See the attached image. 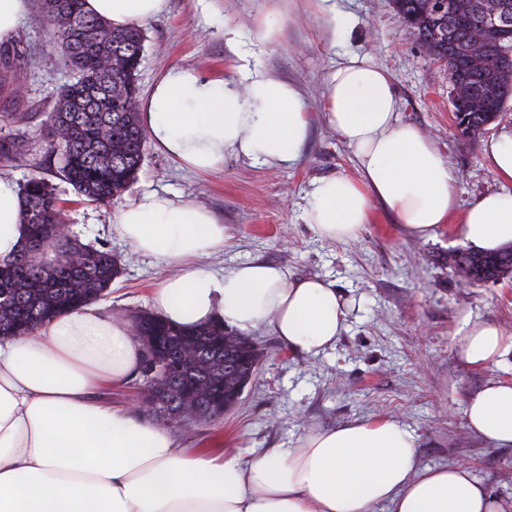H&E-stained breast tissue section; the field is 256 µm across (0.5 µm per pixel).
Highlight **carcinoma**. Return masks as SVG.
Returning a JSON list of instances; mask_svg holds the SVG:
<instances>
[{
  "label": "carcinoma",
  "mask_w": 512,
  "mask_h": 512,
  "mask_svg": "<svg viewBox=\"0 0 512 512\" xmlns=\"http://www.w3.org/2000/svg\"><path fill=\"white\" fill-rule=\"evenodd\" d=\"M439 0H393L404 23L420 43L455 77L454 111L466 114L462 133L481 134L512 100V68L500 63L497 44L487 35L475 44L484 25L485 0H455L453 17L437 9ZM46 20L58 33L59 46L73 79L56 93L44 120L50 153L56 158L62 181L86 201L108 203L121 196L137 179L145 132L137 108L136 73L144 51L145 35L139 27L116 30L105 20L82 9L81 0H41ZM487 55L490 64L479 74L463 67L472 46ZM24 134L0 135V166L24 152ZM23 223L30 227V248L54 244L63 253L54 265L35 263L23 252L0 264V336H26L57 315L97 302L108 293L119 273L112 251L101 245L74 242L57 233L65 222L55 187L32 176L20 185ZM83 254L77 264L73 253ZM455 266L471 283L498 281L512 276V250L496 253L462 252ZM135 336H189L208 348L198 361H184L169 377V401L191 402L209 420L224 413L197 396L201 385L233 390L248 376H256L262 352L250 339L236 336L224 341L223 327H174L159 315L144 312Z\"/></svg>",
  "instance_id": "carcinoma-1"
}]
</instances>
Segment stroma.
I'll list each match as a JSON object with an SVG mask.
<instances>
[{"mask_svg": "<svg viewBox=\"0 0 512 512\" xmlns=\"http://www.w3.org/2000/svg\"><path fill=\"white\" fill-rule=\"evenodd\" d=\"M343 3L355 26L333 47L321 39L313 0H291L289 15L276 16V32L266 42L257 41L254 32L281 0H168L162 15L142 24L146 40L137 74L139 96H146L166 69L222 74L243 55L296 86L311 114V131L295 166L231 157L223 170L200 175L149 140L137 181L121 198L99 205L81 200L53 172L47 142L35 123L27 129L24 155L5 173L19 183L37 174L57 185L70 235L112 250L120 275L110 294L98 301L99 311L131 316L153 309L151 295L162 271L112 228L120 207L152 192L205 206L224 225L227 239L217 268L275 263L292 278L317 275L334 281L350 303L348 326L335 347L315 357L289 351L269 329L251 331L264 358L234 409L211 422L188 417L169 424L157 418V425L166 426L180 444L229 451L246 463L266 449L294 447L312 429L388 418L415 436L419 466L468 464L493 496L511 498L512 447L497 448L473 434L465 409L468 398L488 381L512 382V351L478 369L460 358L458 345L468 321L493 323L512 333V277L467 283L454 257L468 245L451 224L436 239L419 241L378 207L356 239L334 243L320 239L301 215L312 182L357 173L353 150L327 126L320 107L325 76L344 54L369 53L390 74L403 120L418 126L454 169L460 212L499 186L484 144L512 131V103L478 137L462 135L453 118L447 67L402 23L392 0ZM228 28L238 32L235 43L224 38ZM56 37L40 0H31L13 43L16 67L9 84L0 83V113L51 110L55 92L70 78Z\"/></svg>", "mask_w": 512, "mask_h": 512, "instance_id": "obj_1", "label": "stroma"}]
</instances>
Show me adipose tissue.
I'll list each match as a JSON object with an SVG mask.
<instances>
[{
	"label": "adipose tissue",
	"instance_id": "obj_1",
	"mask_svg": "<svg viewBox=\"0 0 512 512\" xmlns=\"http://www.w3.org/2000/svg\"><path fill=\"white\" fill-rule=\"evenodd\" d=\"M167 0H83L86 12L123 28L161 14ZM157 148L200 173L230 157L294 166L310 130L300 90L256 63L234 78L193 68L164 71L140 102ZM322 113L353 149L357 174L314 182L303 219L324 239H356L374 204L414 238H435L455 210L456 175L417 126L401 118L387 71L370 55L345 56L326 75ZM499 190L473 201L457 229L473 250L512 243V134L484 146ZM113 228L166 270L153 293L158 314L192 328L227 323L269 328L288 350L316 356L346 327L350 308L334 282L289 278L275 264L221 272L212 257L226 234L207 209L160 194L121 207ZM17 182L0 175V261L22 250ZM512 349V336L472 324L459 344L484 368ZM141 346L129 323L88 305L32 335L0 338V512H512L467 465L420 467L416 439L391 419L351 421L269 448L250 462L181 446L129 405L94 399L134 375ZM468 428L512 446V383L470 396Z\"/></svg>",
	"mask_w": 512,
	"mask_h": 512
}]
</instances>
